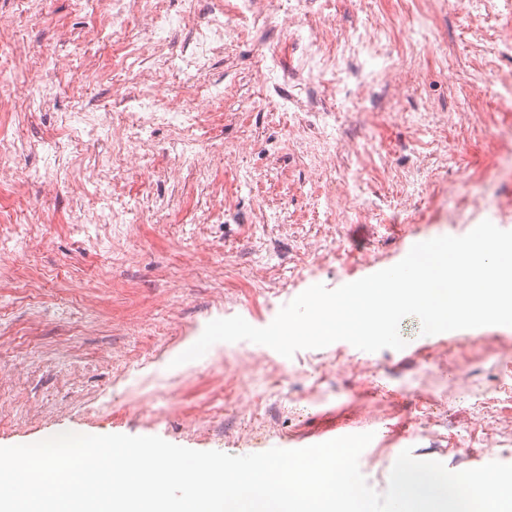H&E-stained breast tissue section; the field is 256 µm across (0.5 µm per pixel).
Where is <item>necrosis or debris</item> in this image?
Returning <instances> with one entry per match:
<instances>
[{
    "instance_id": "necrosis-or-debris-1",
    "label": "necrosis or debris",
    "mask_w": 512,
    "mask_h": 512,
    "mask_svg": "<svg viewBox=\"0 0 512 512\" xmlns=\"http://www.w3.org/2000/svg\"><path fill=\"white\" fill-rule=\"evenodd\" d=\"M174 15L162 13V0H76L78 10L90 12L91 26L80 32H62L56 47L40 51L37 81L15 77L18 64L28 63L30 48L17 38L18 17L34 18L47 13L50 0H15L13 13L0 14V112L35 113L48 109L62 93L55 82L61 73H85L101 68L96 51L105 31L125 32L137 25L146 50L127 66L137 91L115 99L112 112L118 120L102 129L97 112L77 104L59 116L65 141L48 146L49 162L42 180L45 193H54L62 181L60 157L76 150L83 138L107 134L112 151L99 155L86 167L81 183L94 184L107 195H114L117 184L113 172L117 161L139 168L147 167L151 155L144 132L166 128L176 134L171 150L175 162L171 175L189 176L211 187L208 217L224 221V185L214 181L205 156L214 147L204 115L224 102L223 80L211 79L215 61L225 49L265 31L271 14L286 13L288 33L295 46L291 58H284L278 42H268L257 61L256 74L262 88L261 101L274 111L291 115V141L305 167L325 177L323 186L328 203L343 201L357 218L376 221L389 201L407 206L427 187L429 168L423 157L391 174L389 191L363 197L359 188L372 161L387 162L386 154L373 155L359 144L363 131L375 128L384 110L402 91L401 71L396 65L395 37L389 21L359 24L344 34L332 26L336 8L357 13L364 0H210L206 15H198L197 0H182ZM416 23L411 29L412 43L426 46L440 37L438 19L444 15L448 0H412ZM512 0H468V35L475 56L474 71L491 73L499 88L500 101L512 102V73L497 69L495 59L512 55V25L504 23L505 10ZM188 31L180 53L168 50L170 33ZM177 71L197 83L196 94L202 101L194 107L185 99L161 94L162 75ZM350 114L344 125L336 116ZM484 137L495 154L493 180L505 203L502 219L512 218V124L491 121L484 126ZM345 172L346 191H337L326 174L335 167ZM512 386L492 382L486 389L479 410L487 417L486 442H493L502 428H512Z\"/></svg>"
}]
</instances>
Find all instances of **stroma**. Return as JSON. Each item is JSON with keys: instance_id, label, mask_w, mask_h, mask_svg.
Here are the masks:
<instances>
[{"instance_id": "35a3bbf8", "label": "stroma", "mask_w": 512, "mask_h": 512, "mask_svg": "<svg viewBox=\"0 0 512 512\" xmlns=\"http://www.w3.org/2000/svg\"><path fill=\"white\" fill-rule=\"evenodd\" d=\"M90 21L72 0H54L50 13L26 23L25 35L39 50L60 30L77 32ZM398 26L399 51H412L419 64L408 72L392 115L361 139L365 149L388 150L395 168L431 151L429 137L415 135L402 113L426 100L444 120L464 97L446 78L439 49L409 46L411 15L401 14ZM261 48L257 39L241 42L211 72L223 79L226 92L211 115L210 134L254 175L253 184H237L224 175L222 152L209 155L225 178L224 204L238 213L235 221L210 223L197 203L198 190L168 179L172 133L160 129L150 136L151 165L118 176L123 199L136 210L157 211V222L129 225L113 233L109 251H97L89 242L104 227L70 218L77 207L104 205L106 194L89 186L78 196L64 184L48 197L42 188L44 146L62 138L57 115L69 109V96L31 119L0 114V127L25 142L15 157L20 184L0 193V205L23 210L26 218L10 227L17 242L15 276L0 283V320L9 324L0 332V446L57 432L124 434L241 456L318 444L332 430L340 436L370 432L374 438L359 467L380 493L407 448L454 472L492 461L512 464V431L487 445L476 409L488 374L512 378V357L499 354L500 346L512 344V327L425 335L420 321L408 316L399 325L406 341L400 350L370 353L337 341L286 358L248 341L220 342L202 358L173 366L178 348L199 338L212 320L239 315L265 327L311 285L336 289L395 265L410 244L469 233L470 225L439 218L449 181L463 192L484 194L485 217L499 215L493 153L482 138L449 126L447 143L461 156L462 170H435L434 192L416 198L410 209L387 210L382 223L339 222L299 157L288 153L287 116L268 117L260 101L254 62ZM57 82L77 87L93 108L132 91L109 77L67 73ZM275 210L284 223H261V215ZM313 238L321 259L311 265L299 248ZM34 275L42 297L36 314L18 293ZM76 294L93 321L91 331L71 327ZM477 337L489 338V345L473 346ZM462 369L471 371L473 384L457 395L448 386ZM104 390L111 405L94 412ZM253 400L270 410L266 427L250 420Z\"/></svg>"}]
</instances>
